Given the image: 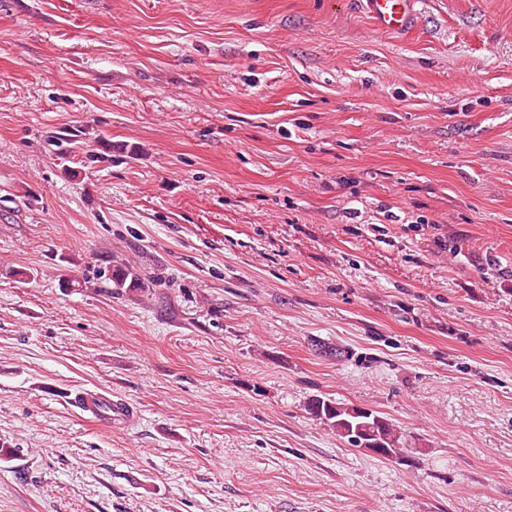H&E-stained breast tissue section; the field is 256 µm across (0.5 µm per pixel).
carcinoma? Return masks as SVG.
<instances>
[{"label":"carcinoma","instance_id":"obj_1","mask_svg":"<svg viewBox=\"0 0 512 512\" xmlns=\"http://www.w3.org/2000/svg\"><path fill=\"white\" fill-rule=\"evenodd\" d=\"M109 281L117 294L143 290L140 276L124 267H113ZM307 412L354 448H379L383 458L395 456L410 461L413 449L405 434L376 411L316 395L307 402Z\"/></svg>","mask_w":512,"mask_h":512}]
</instances>
